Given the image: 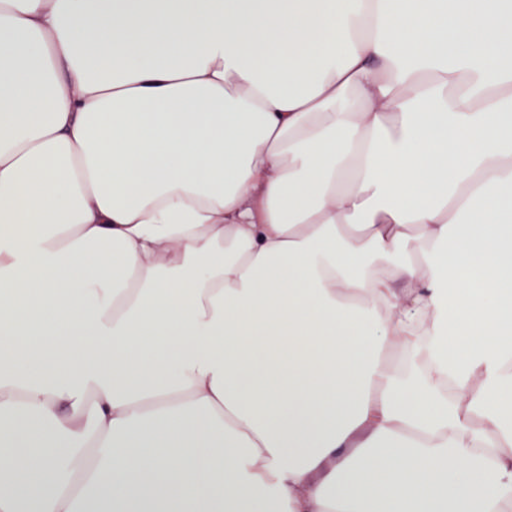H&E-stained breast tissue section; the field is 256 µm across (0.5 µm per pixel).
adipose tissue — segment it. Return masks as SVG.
<instances>
[{
  "label": "adipose tissue",
  "mask_w": 512,
  "mask_h": 512,
  "mask_svg": "<svg viewBox=\"0 0 512 512\" xmlns=\"http://www.w3.org/2000/svg\"><path fill=\"white\" fill-rule=\"evenodd\" d=\"M0 512H512V0H0Z\"/></svg>",
  "instance_id": "ef3b65f1"
}]
</instances>
